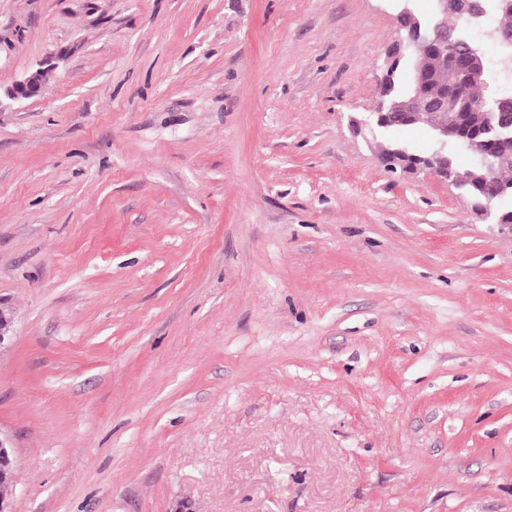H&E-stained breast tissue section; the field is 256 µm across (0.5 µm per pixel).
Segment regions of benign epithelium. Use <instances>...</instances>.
I'll use <instances>...</instances> for the list:
<instances>
[{"label":"benign epithelium","instance_id":"1","mask_svg":"<svg viewBox=\"0 0 512 512\" xmlns=\"http://www.w3.org/2000/svg\"><path fill=\"white\" fill-rule=\"evenodd\" d=\"M410 0H404L403 6L396 15L395 39L406 43V49L414 59V65L406 67L409 73L408 82H422L426 72V64L435 50H442L445 56L455 58L464 55V70L469 81L479 84L485 81L487 66L482 50L463 34V28L475 24L481 15V8L477 0H441L440 9L428 22H420L409 5ZM457 14L461 29L448 26V11ZM48 71L38 69L24 79L18 81L9 93L12 99H27L40 94L44 88ZM412 105L417 111L435 112V142L437 148L432 155L410 156L411 167L416 171H427L439 179L453 183L456 187H463V181L454 177L451 168L439 167L435 159L448 145V127L440 122L441 111L452 110L456 107V100L445 95L438 98L416 96ZM485 125L507 129L512 127V99L506 98L496 102L489 112L484 113ZM394 122L392 106L387 103L384 96L376 97L374 112L370 113L361 125L373 133L388 123ZM463 151L471 152L476 162L483 170L482 181L484 188L482 198L475 201V206L486 215L492 223L501 229L512 233V224L502 221L498 217L496 200L501 197L502 191L495 180V172L505 166L512 165V146L506 145V139L496 142L469 140L462 143ZM15 459L11 439L0 433V512H13L11 505V486L14 483Z\"/></svg>","mask_w":512,"mask_h":512}]
</instances>
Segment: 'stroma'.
I'll return each instance as SVG.
<instances>
[{
    "label": "stroma",
    "instance_id": "obj_1",
    "mask_svg": "<svg viewBox=\"0 0 512 512\" xmlns=\"http://www.w3.org/2000/svg\"><path fill=\"white\" fill-rule=\"evenodd\" d=\"M395 27L0 0L13 512H512V234L356 134ZM48 71L37 69L18 81L9 93L11 99H27L40 94L44 88Z\"/></svg>",
    "mask_w": 512,
    "mask_h": 512
}]
</instances>
